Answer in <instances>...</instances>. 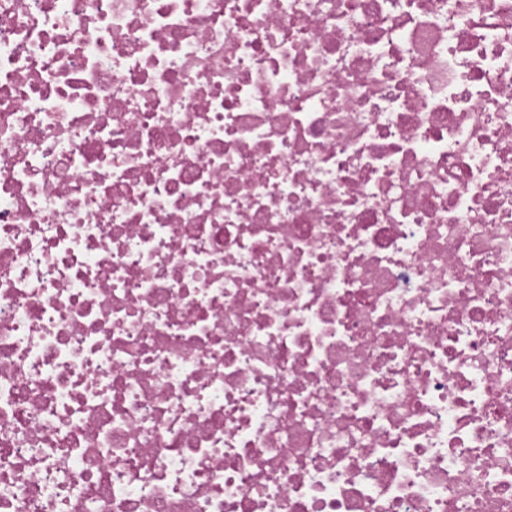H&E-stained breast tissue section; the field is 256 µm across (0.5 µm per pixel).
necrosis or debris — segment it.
Segmentation results:
<instances>
[{"label":"necrosis or debris","mask_w":512,"mask_h":512,"mask_svg":"<svg viewBox=\"0 0 512 512\" xmlns=\"http://www.w3.org/2000/svg\"><path fill=\"white\" fill-rule=\"evenodd\" d=\"M0 512H512V0H0Z\"/></svg>","instance_id":"necrosis-or-debris-1"}]
</instances>
